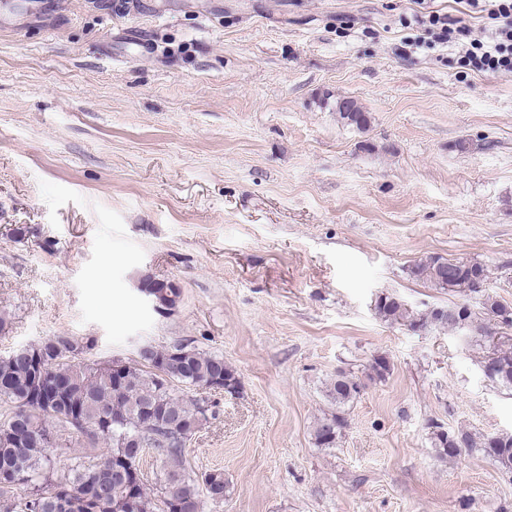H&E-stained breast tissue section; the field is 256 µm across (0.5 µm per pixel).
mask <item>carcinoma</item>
<instances>
[{
	"mask_svg": "<svg viewBox=\"0 0 512 512\" xmlns=\"http://www.w3.org/2000/svg\"><path fill=\"white\" fill-rule=\"evenodd\" d=\"M337 116L362 130L370 123L369 113L358 103L354 111ZM409 273L436 290L458 288L481 295V312L466 305L419 310L395 294L382 293L374 303L381 321L410 331L458 329L464 321L475 338L489 335L492 323L512 326V307L488 292L484 265L427 256ZM139 291L162 310L174 309L181 295L180 289L162 288L149 275L141 279ZM88 348L78 337L63 334L0 358V404L8 410L0 422V492L30 487L23 500H1L0 512H201L202 498L224 500L229 488L224 472L198 476L182 460L184 442L210 419L198 389L221 379L228 393L239 392L238 374L224 356L189 343L164 348L147 343L133 364L121 359L89 364L83 360ZM495 362L492 381L512 388V346L500 351ZM176 385L184 387V393H176ZM362 388L360 378L342 371L326 387L335 409L316 423L319 447H336L348 426L346 407ZM170 413L179 417V424L168 426ZM74 433L85 446L103 445L106 452L95 461H77L68 478L56 481L50 476L49 443L53 440L62 448ZM431 439L442 458L474 448L499 472L512 476V433L477 435L436 425ZM146 448L162 457L157 491L147 485L139 467Z\"/></svg>",
	"mask_w": 512,
	"mask_h": 512,
	"instance_id": "obj_1",
	"label": "carcinoma"
}]
</instances>
